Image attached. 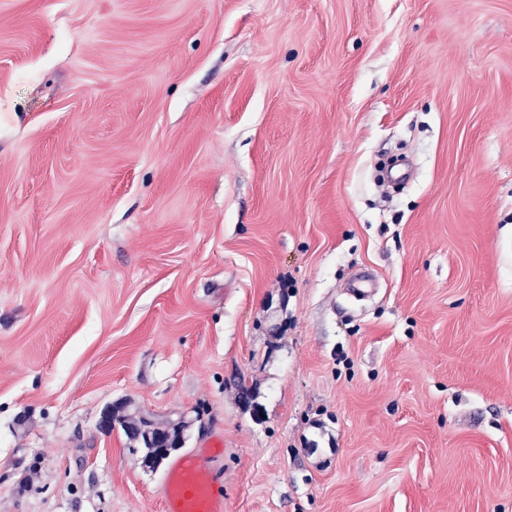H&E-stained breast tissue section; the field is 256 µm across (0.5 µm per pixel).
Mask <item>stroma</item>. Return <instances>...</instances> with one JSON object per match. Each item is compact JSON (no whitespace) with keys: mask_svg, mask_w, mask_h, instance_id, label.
<instances>
[{"mask_svg":"<svg viewBox=\"0 0 512 512\" xmlns=\"http://www.w3.org/2000/svg\"><path fill=\"white\" fill-rule=\"evenodd\" d=\"M109 405L224 512H512V0H0V512H162Z\"/></svg>","mask_w":512,"mask_h":512,"instance_id":"obj_1","label":"stroma"}]
</instances>
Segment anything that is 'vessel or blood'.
I'll use <instances>...</instances> for the list:
<instances>
[{
  "instance_id": "vessel-or-blood-1",
  "label": "vessel or blood",
  "mask_w": 512,
  "mask_h": 512,
  "mask_svg": "<svg viewBox=\"0 0 512 512\" xmlns=\"http://www.w3.org/2000/svg\"><path fill=\"white\" fill-rule=\"evenodd\" d=\"M223 441L174 460L159 487L164 512H224V489L209 468V459L222 456Z\"/></svg>"
}]
</instances>
